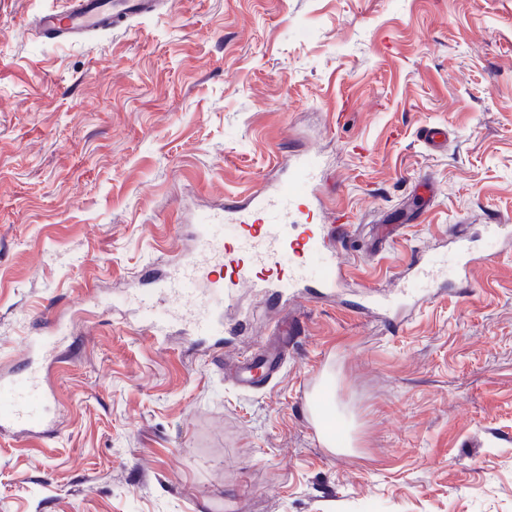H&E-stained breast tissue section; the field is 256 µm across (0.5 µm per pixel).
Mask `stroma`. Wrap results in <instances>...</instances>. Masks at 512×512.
<instances>
[{"instance_id":"obj_1","label":"stroma","mask_w":512,"mask_h":512,"mask_svg":"<svg viewBox=\"0 0 512 512\" xmlns=\"http://www.w3.org/2000/svg\"><path fill=\"white\" fill-rule=\"evenodd\" d=\"M66 0H0V376L41 365L43 313L64 337L44 376L55 425L0 435V512H512V0H167L60 45L32 19ZM447 126L448 150L421 140ZM320 154L345 224L436 199L384 256L354 236L353 282L302 302L278 379L243 391L137 328L133 294L190 249L191 226ZM486 264L455 289L445 242ZM441 268L396 327L366 292L415 251ZM242 298L231 353L270 336ZM334 383L348 458L299 399Z\"/></svg>"}]
</instances>
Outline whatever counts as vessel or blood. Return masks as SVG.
Instances as JSON below:
<instances>
[{
  "label": "vessel or blood",
  "instance_id": "obj_1",
  "mask_svg": "<svg viewBox=\"0 0 512 512\" xmlns=\"http://www.w3.org/2000/svg\"><path fill=\"white\" fill-rule=\"evenodd\" d=\"M164 0H70L65 11H46L34 20L38 35L60 42L83 39L102 29H116L135 15L159 12ZM287 174L247 198H226L224 213L199 215L194 227L196 256L176 263L151 290L138 291L136 303L148 335L162 334L170 320L189 321L207 344L212 360L224 356V306L246 288L265 289L272 305L331 296L350 278L348 261L339 251L347 240L345 224L302 223L305 212L323 209L322 171L316 156L293 155ZM297 330L283 325L274 344L237 354L230 369L234 384L256 387L280 373L288 342ZM52 390L41 370L0 381V431L17 430L38 438L48 427ZM329 385H304L301 401L314 438L337 456L348 454L350 432L330 405Z\"/></svg>",
  "mask_w": 512,
  "mask_h": 512
}]
</instances>
